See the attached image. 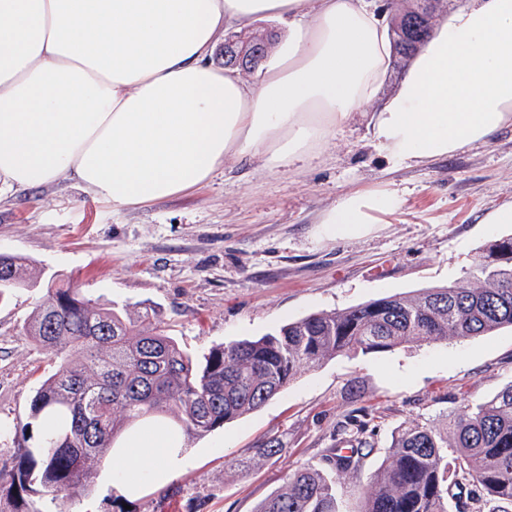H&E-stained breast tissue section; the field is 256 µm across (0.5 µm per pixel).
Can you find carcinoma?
<instances>
[{
	"instance_id": "obj_1",
	"label": "carcinoma",
	"mask_w": 512,
	"mask_h": 512,
	"mask_svg": "<svg viewBox=\"0 0 512 512\" xmlns=\"http://www.w3.org/2000/svg\"><path fill=\"white\" fill-rule=\"evenodd\" d=\"M395 57L407 63L423 46L407 24L421 0L394 4ZM271 48L262 32L237 37L236 47ZM19 288L38 291L23 335L59 367L43 379L30 404L38 446L16 449L0 465V497L12 512L33 496L68 512L92 491L101 463L118 438L146 418L184 436H203L242 418L283 391L302 370L342 353L390 351L409 343L468 339L512 328V237L494 240L460 282L394 295L344 310L312 313L252 340L216 345L198 360L168 333L152 309L135 317L84 295L70 280L41 282L31 262L0 255V302ZM357 447L333 448L321 467L297 470L256 512H337V476L360 466L366 423L352 419ZM453 438L428 424L401 426L386 462L372 473L360 512H448V491L468 482L477 493L457 512H505L512 505V383L491 399L448 416Z\"/></svg>"
}]
</instances>
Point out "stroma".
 Masks as SVG:
<instances>
[{
    "label": "stroma",
    "mask_w": 512,
    "mask_h": 512,
    "mask_svg": "<svg viewBox=\"0 0 512 512\" xmlns=\"http://www.w3.org/2000/svg\"><path fill=\"white\" fill-rule=\"evenodd\" d=\"M355 114L317 155L289 170L247 157L189 195L116 210L65 177L0 199V254L32 260L130 312L150 307L187 352L254 339L319 311L412 295L465 279L512 224L490 223L512 204V130L425 165H387ZM390 184L402 198L392 223L360 236L319 237L318 213L344 192ZM36 293L0 304V462L23 445L30 401L54 365L22 334ZM512 383V328L465 340L346 353L298 374L257 411L186 438L181 467L126 499L104 460L71 512H255L295 470L319 466L351 415L364 414L369 454L337 482L340 512H359L370 475L398 427L439 424ZM281 455L261 461L269 440Z\"/></svg>",
    "instance_id": "1"
}]
</instances>
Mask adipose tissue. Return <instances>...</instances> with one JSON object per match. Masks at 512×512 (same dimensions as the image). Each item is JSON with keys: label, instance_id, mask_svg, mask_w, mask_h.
I'll use <instances>...</instances> for the list:
<instances>
[{"label": "adipose tissue", "instance_id": "adipose-tissue-1", "mask_svg": "<svg viewBox=\"0 0 512 512\" xmlns=\"http://www.w3.org/2000/svg\"><path fill=\"white\" fill-rule=\"evenodd\" d=\"M287 23L255 84L212 55L227 28ZM393 45L364 0H0V194L67 176L116 209L209 181L227 162L269 170L311 156L375 102ZM512 127V0H469L432 33L369 120L394 165L426 164ZM386 186L343 194L318 218L327 240L388 223ZM182 439L157 420L112 453L128 496L168 480Z\"/></svg>", "mask_w": 512, "mask_h": 512}]
</instances>
